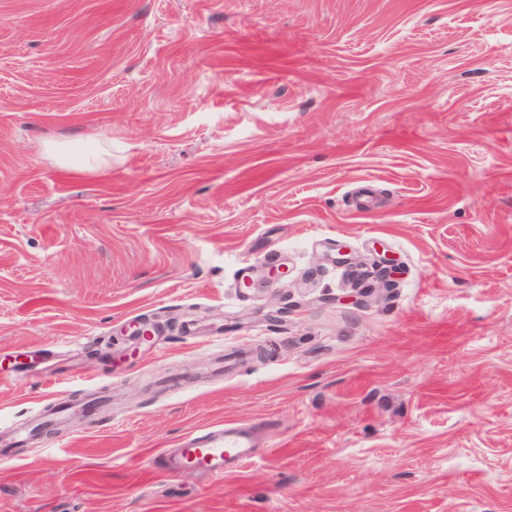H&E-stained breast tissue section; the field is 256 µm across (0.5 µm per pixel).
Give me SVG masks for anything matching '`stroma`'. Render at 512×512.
<instances>
[{"instance_id":"obj_1","label":"stroma","mask_w":512,"mask_h":512,"mask_svg":"<svg viewBox=\"0 0 512 512\" xmlns=\"http://www.w3.org/2000/svg\"><path fill=\"white\" fill-rule=\"evenodd\" d=\"M101 396L0 512H512V0H0V429ZM107 156L110 158L112 154L105 150L93 151V149L87 145H85L84 149L82 147L73 149L70 151L67 158L65 153L63 154L64 160L69 162L72 168L81 172H92L108 165L110 161L106 158ZM251 448L248 429L216 425L190 432L173 456L161 454V464L168 472L194 469L210 477H222L228 459L245 461L251 456Z\"/></svg>"}]
</instances>
